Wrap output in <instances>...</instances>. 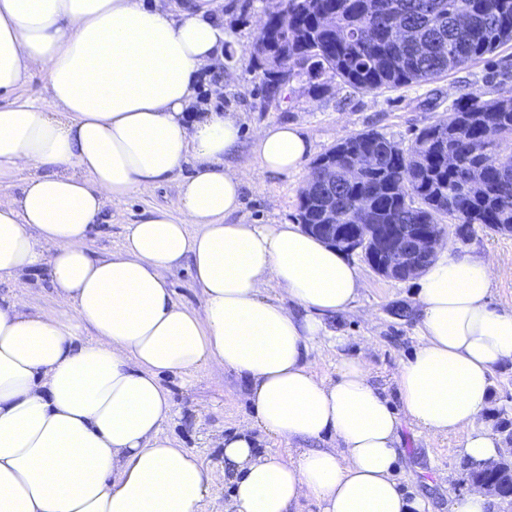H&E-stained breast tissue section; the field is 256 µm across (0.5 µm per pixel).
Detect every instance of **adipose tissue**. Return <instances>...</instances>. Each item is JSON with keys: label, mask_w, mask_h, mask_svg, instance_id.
Returning <instances> with one entry per match:
<instances>
[{"label": "adipose tissue", "mask_w": 512, "mask_h": 512, "mask_svg": "<svg viewBox=\"0 0 512 512\" xmlns=\"http://www.w3.org/2000/svg\"><path fill=\"white\" fill-rule=\"evenodd\" d=\"M228 34L207 0H0V98L26 73L41 105H0V278L42 269L56 305L0 296V512H200L213 478L162 426L165 374L216 362L247 383L251 412L224 438L234 512H432L395 476L403 422L459 433L470 465L498 460L480 426L491 377L512 363V308L491 305V264L440 244L420 273V343L394 375L393 408L358 359L336 379L308 358L359 295L358 269L294 224H242L246 175L233 114L189 113ZM260 171H297L301 130L253 137ZM190 166L177 215L129 225L121 249L86 246L108 201ZM190 260L201 310L169 272ZM89 340H82V333ZM274 438L287 453L259 452Z\"/></svg>", "instance_id": "adipose-tissue-1"}]
</instances>
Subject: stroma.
<instances>
[{
	"label": "stroma",
	"mask_w": 512,
	"mask_h": 512,
	"mask_svg": "<svg viewBox=\"0 0 512 512\" xmlns=\"http://www.w3.org/2000/svg\"><path fill=\"white\" fill-rule=\"evenodd\" d=\"M215 12L224 18L234 35L216 67L204 70L199 88V104L208 110L237 113L242 138L233 163L249 171L251 180L241 197L237 213L246 224L296 222L299 196L310 172V162L343 139L373 130L410 147L425 127L446 119L456 103L470 95L512 97V44L447 75L399 89L364 92L334 84L325 93L309 91L303 82H291L286 93L267 99L249 52L262 12L261 0H211ZM234 70L239 80L221 87L214 75ZM298 126L312 143L309 162L290 174L259 172L251 153L253 136L267 123ZM178 179H170L146 194L134 193L109 202L94 226L88 247L93 255L106 256L120 249L128 225L151 213L177 212ZM451 250H470L494 264V284L490 302L498 308H512V234L491 231L475 224L462 229L449 225L446 231ZM350 261L357 267L362 288L352 309L328 320L330 330L339 333V344L323 341L311 348L309 358L321 377L335 378L336 367L345 357L367 363L371 380L389 398L400 401L393 375L414 353L417 336V283L415 278L391 280L375 273L360 254ZM1 293L17 296L26 309H50L55 305L46 278L28 276L23 282L0 283ZM163 386L169 391L175 416L163 432L178 447L195 453L214 482L201 505V512H229L230 486L224 476L225 435L233 433L249 413L246 383L232 370L218 364L201 368L192 378L166 375ZM493 433L512 431V364L492 376L489 406L481 419ZM401 455L396 477L408 497L429 498L436 512H448V498L465 494L461 483L462 462L457 455L463 437L451 434L433 438L403 423Z\"/></svg>",
	"instance_id": "stroma-1"
}]
</instances>
